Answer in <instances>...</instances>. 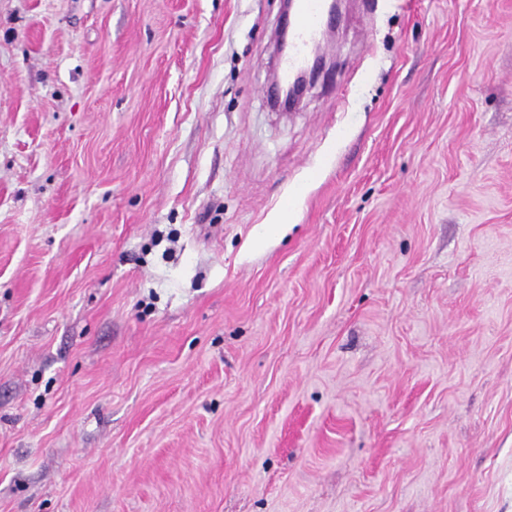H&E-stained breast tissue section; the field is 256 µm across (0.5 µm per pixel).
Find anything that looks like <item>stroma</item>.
<instances>
[{"label":"stroma","mask_w":512,"mask_h":512,"mask_svg":"<svg viewBox=\"0 0 512 512\" xmlns=\"http://www.w3.org/2000/svg\"><path fill=\"white\" fill-rule=\"evenodd\" d=\"M280 8L0 0V512H512V0ZM327 0H296L288 50L281 56L277 75L278 85L287 84L295 72L305 66L310 52L318 43L322 17L327 10ZM327 60L321 47L315 51L314 61L309 70L300 74L287 91H280L276 103L280 105V112H290L302 101L309 88L317 81L320 74L326 69Z\"/></svg>","instance_id":"35a3bbf8"}]
</instances>
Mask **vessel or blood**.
I'll return each mask as SVG.
<instances>
[{
	"mask_svg": "<svg viewBox=\"0 0 512 512\" xmlns=\"http://www.w3.org/2000/svg\"><path fill=\"white\" fill-rule=\"evenodd\" d=\"M326 10V0H296L288 36V49L280 59L277 75L279 83H288L294 73L307 63L310 52L318 42Z\"/></svg>",
	"mask_w": 512,
	"mask_h": 512,
	"instance_id": "vessel-or-blood-1",
	"label": "vessel or blood"
}]
</instances>
